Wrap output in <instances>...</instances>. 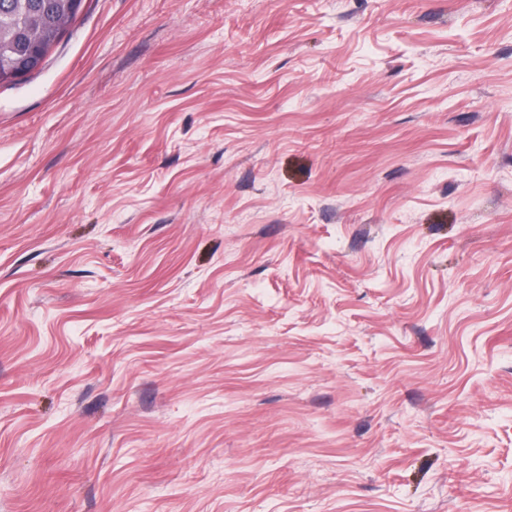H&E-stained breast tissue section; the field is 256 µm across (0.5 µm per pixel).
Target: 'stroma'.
I'll list each match as a JSON object with an SVG mask.
<instances>
[{"instance_id": "obj_1", "label": "stroma", "mask_w": 512, "mask_h": 512, "mask_svg": "<svg viewBox=\"0 0 512 512\" xmlns=\"http://www.w3.org/2000/svg\"><path fill=\"white\" fill-rule=\"evenodd\" d=\"M0 512H512V0H84L0 83ZM28 38L31 44L39 51L38 54L24 60L13 61L6 58L4 55L0 56V76L3 78L6 74L9 77H20L27 74L30 70L38 69L44 62L45 56L43 48L48 41V36L45 34H33L28 27Z\"/></svg>"}]
</instances>
